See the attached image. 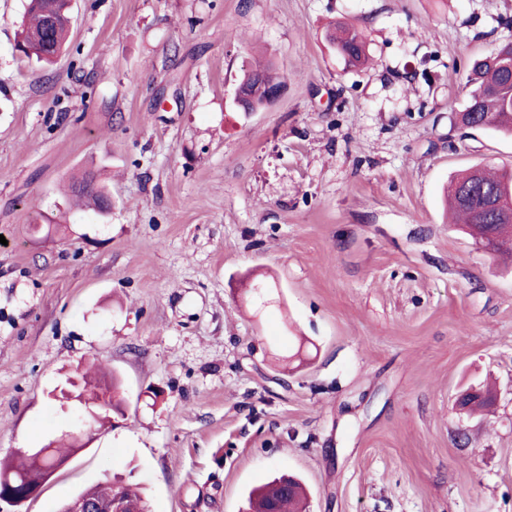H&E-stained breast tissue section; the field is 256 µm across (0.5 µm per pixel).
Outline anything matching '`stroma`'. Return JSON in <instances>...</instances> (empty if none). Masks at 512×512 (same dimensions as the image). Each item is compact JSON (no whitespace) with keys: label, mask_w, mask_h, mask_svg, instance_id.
<instances>
[{"label":"stroma","mask_w":512,"mask_h":512,"mask_svg":"<svg viewBox=\"0 0 512 512\" xmlns=\"http://www.w3.org/2000/svg\"><path fill=\"white\" fill-rule=\"evenodd\" d=\"M23 12L0 0V459L70 431L54 395L91 358L120 406L22 512L106 479L244 512L283 474L310 512H512V259L443 205L512 168V137L453 124L512 0H74L50 66L15 51ZM260 56L286 90L247 114ZM90 169L107 214L63 203ZM479 382L493 406L457 411ZM326 38L336 49L345 65L358 67L366 61V38L360 29L342 21L335 22L328 29Z\"/></svg>","instance_id":"35a3bbf8"}]
</instances>
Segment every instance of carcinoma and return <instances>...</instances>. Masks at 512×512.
<instances>
[{
    "label": "carcinoma",
    "instance_id": "carcinoma-1",
    "mask_svg": "<svg viewBox=\"0 0 512 512\" xmlns=\"http://www.w3.org/2000/svg\"><path fill=\"white\" fill-rule=\"evenodd\" d=\"M70 7L65 0H26L22 29L15 49L29 59L52 63L66 49L71 30ZM326 38L336 49L345 65L358 67L366 61V38L360 29L342 21L331 25ZM283 81L274 71L273 65H257L249 68L237 87L246 95L242 112H255L269 104L267 92L281 86ZM466 87L467 103L463 118L475 121L479 114L484 129L512 136V41L496 46L481 60L474 63ZM466 186L485 187L500 199L502 213H484L483 221L495 225L500 243L497 254L512 253V217L503 212L512 209V171L492 173L482 167L468 170L448 186V206L457 214L465 229L477 223L480 198L461 201L459 192ZM68 192L80 200L92 202V209L101 212L109 209L108 193L99 185L97 174L90 170L73 176L68 183ZM95 361H90L82 374L83 386L75 395L82 400L83 394L90 396L85 410L99 423L109 417L114 408V394L119 381L113 375L92 371ZM43 458L26 456L19 464L0 462V475L34 481L42 471L41 460L69 459L71 449L46 446ZM102 506L109 504L128 505L136 512H148L144 498L138 488L111 481L86 491ZM307 491L302 482L283 476L252 490L248 497L247 512H305Z\"/></svg>",
    "mask_w": 512,
    "mask_h": 512
}]
</instances>
